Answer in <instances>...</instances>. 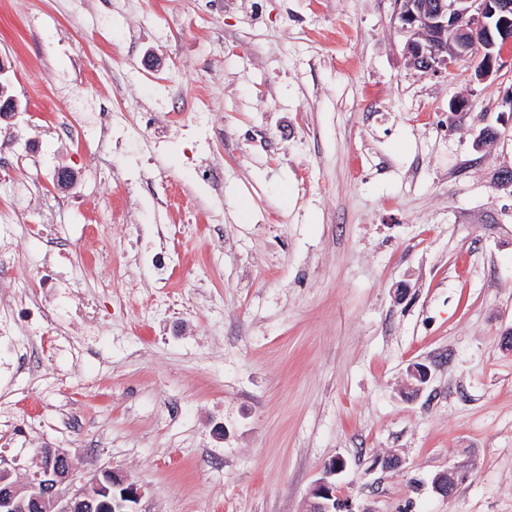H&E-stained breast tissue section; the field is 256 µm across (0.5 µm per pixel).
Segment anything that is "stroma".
<instances>
[{
	"mask_svg": "<svg viewBox=\"0 0 512 512\" xmlns=\"http://www.w3.org/2000/svg\"><path fill=\"white\" fill-rule=\"evenodd\" d=\"M394 0H0V210L28 285L0 467L122 470L139 512H512V44L410 69ZM457 111H450V104ZM122 112L111 166L76 119ZM151 121L142 124L141 113ZM494 145L476 149L481 130ZM220 163L222 181L201 172ZM128 190L113 204L108 185ZM174 257L158 280L141 236ZM73 275L44 324L45 266ZM100 332L73 316L85 307ZM431 371L417 392L410 365ZM455 470L451 496L431 481ZM346 469V462L342 458H334L324 467L309 493L310 512H336L344 511V503L338 497L336 476Z\"/></svg>",
	"mask_w": 512,
	"mask_h": 512,
	"instance_id": "35a3bbf8",
	"label": "stroma"
}]
</instances>
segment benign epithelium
<instances>
[{
    "label": "benign epithelium",
    "instance_id": "obj_1",
    "mask_svg": "<svg viewBox=\"0 0 512 512\" xmlns=\"http://www.w3.org/2000/svg\"><path fill=\"white\" fill-rule=\"evenodd\" d=\"M395 18L407 36L404 56L407 65L441 72L478 56L474 76L485 81L500 70L496 43H512V0H395ZM430 370L415 364L408 370V388L418 391L428 381ZM346 469L342 458L324 467L309 493L310 512H342L336 476ZM451 473H439L434 489L448 496L454 490ZM143 495L138 485L123 472H103L91 483L74 485V465L60 448L40 449V470L24 487L0 469V512H139Z\"/></svg>",
    "mask_w": 512,
    "mask_h": 512
}]
</instances>
